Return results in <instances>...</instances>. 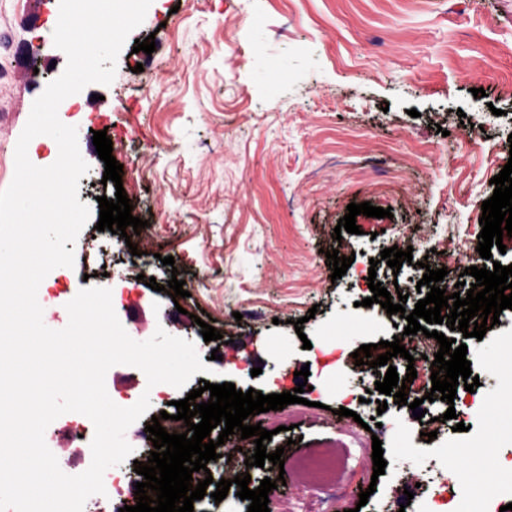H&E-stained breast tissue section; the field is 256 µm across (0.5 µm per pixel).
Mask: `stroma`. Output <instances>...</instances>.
Returning <instances> with one entry per match:
<instances>
[{
    "label": "stroma",
    "mask_w": 512,
    "mask_h": 512,
    "mask_svg": "<svg viewBox=\"0 0 512 512\" xmlns=\"http://www.w3.org/2000/svg\"><path fill=\"white\" fill-rule=\"evenodd\" d=\"M58 18L59 0H0V190L13 179L34 100L66 66L53 42ZM149 36L154 52L123 47L113 82L87 86L69 123L90 166L79 188L85 203L98 209L99 197L124 187L150 232L126 240L86 225L74 267L55 268L38 291L45 325L64 328L66 304L107 274L130 337L144 341L161 327L192 341L236 389L291 391L295 371L308 367V405L289 431L283 411L272 412L280 431L267 450L292 456L342 441L345 512H418L424 502L482 512L478 491L496 479L488 456L512 458V358L501 355L512 344V310L480 340L437 325L465 340L480 385L455 405L427 403L431 441L408 406L378 412L375 384L387 369L366 370L353 354L407 325L382 316L380 304L362 306L368 276L399 288L412 307L435 240L461 247L445 283H472L466 268L484 264L481 205L512 159V0H152L131 34ZM480 87L484 95L473 96ZM474 126L483 136L469 137ZM100 130L124 166L121 185L103 180ZM353 202L392 215L357 216L359 233L333 240ZM404 238L414 241V262L395 272L379 256ZM332 249L354 258L338 280L325 256ZM169 255L174 266L162 265ZM142 271L162 286L179 275L187 297L152 290ZM204 322L219 340L204 341ZM185 397L155 386L148 414L126 432L135 454L153 449L152 417ZM342 407L349 416H337ZM450 408L456 419H445ZM373 418L379 429L366 431ZM460 420L467 431H456ZM90 424L70 412L48 426L59 462L81 461L66 432ZM376 439L386 462L378 477ZM457 466L470 474L468 489L450 476Z\"/></svg>",
    "instance_id": "stroma-1"
}]
</instances>
